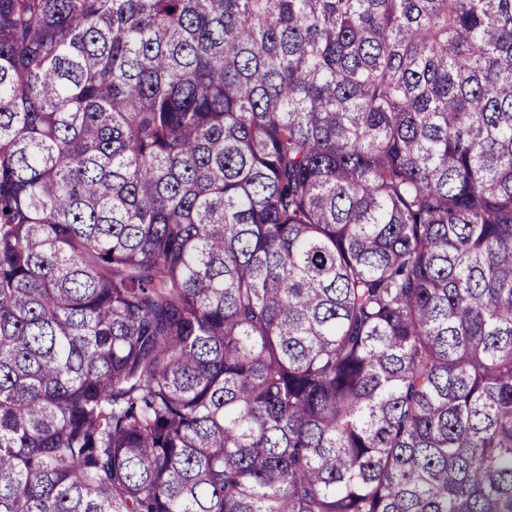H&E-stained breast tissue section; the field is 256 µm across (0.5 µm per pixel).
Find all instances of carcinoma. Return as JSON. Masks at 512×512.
<instances>
[{
    "label": "carcinoma",
    "mask_w": 512,
    "mask_h": 512,
    "mask_svg": "<svg viewBox=\"0 0 512 512\" xmlns=\"http://www.w3.org/2000/svg\"><path fill=\"white\" fill-rule=\"evenodd\" d=\"M0 512H512V0H0Z\"/></svg>",
    "instance_id": "carcinoma-1"
}]
</instances>
